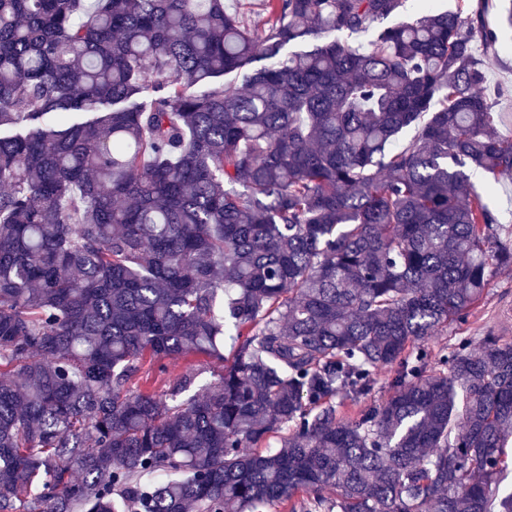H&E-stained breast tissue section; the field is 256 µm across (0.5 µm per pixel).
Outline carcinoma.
Masks as SVG:
<instances>
[{"mask_svg": "<svg viewBox=\"0 0 512 512\" xmlns=\"http://www.w3.org/2000/svg\"><path fill=\"white\" fill-rule=\"evenodd\" d=\"M263 4L257 33L224 0H0V512H512V340L431 346L512 266L467 191L512 181L498 33L471 0ZM170 357L220 374L153 386ZM487 83L512 89V53L500 52L498 59L486 67ZM376 379V384L374 389L366 396L362 397L360 401L355 406H351L352 411L366 408L372 403H381L385 400L390 392L388 381L391 377V372L389 368H385L379 370L374 375Z\"/></svg>", "mask_w": 512, "mask_h": 512, "instance_id": "1", "label": "carcinoma"}]
</instances>
